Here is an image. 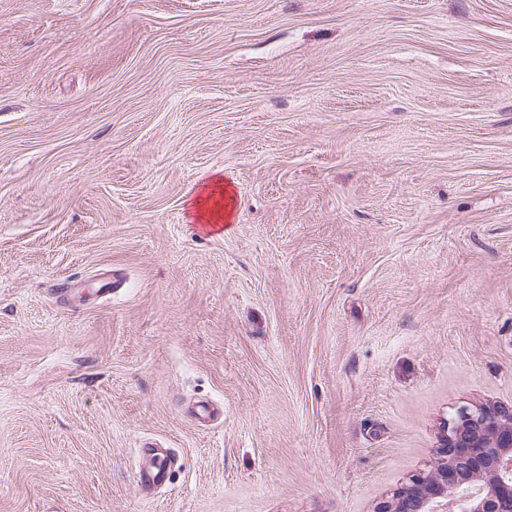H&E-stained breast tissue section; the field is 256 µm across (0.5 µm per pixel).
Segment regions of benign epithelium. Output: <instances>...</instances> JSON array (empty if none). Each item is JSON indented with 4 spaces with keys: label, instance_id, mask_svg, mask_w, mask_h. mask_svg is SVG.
<instances>
[{
    "label": "benign epithelium",
    "instance_id": "obj_1",
    "mask_svg": "<svg viewBox=\"0 0 512 512\" xmlns=\"http://www.w3.org/2000/svg\"><path fill=\"white\" fill-rule=\"evenodd\" d=\"M377 512H512V405L460 408L441 427L429 469Z\"/></svg>",
    "mask_w": 512,
    "mask_h": 512
}]
</instances>
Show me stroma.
I'll return each mask as SVG.
<instances>
[{
  "label": "stroma",
  "instance_id": "obj_1",
  "mask_svg": "<svg viewBox=\"0 0 512 512\" xmlns=\"http://www.w3.org/2000/svg\"><path fill=\"white\" fill-rule=\"evenodd\" d=\"M487 402L512 0H0V512H376ZM216 195H219V199H215ZM228 199L233 198L229 195L227 186H224V179L215 176L211 184L204 186L203 191L192 200L191 216L201 224H229L232 209H229ZM169 465L164 458H155L151 466L141 468L136 476V484L139 488H153L166 482Z\"/></svg>",
  "mask_w": 512,
  "mask_h": 512
}]
</instances>
